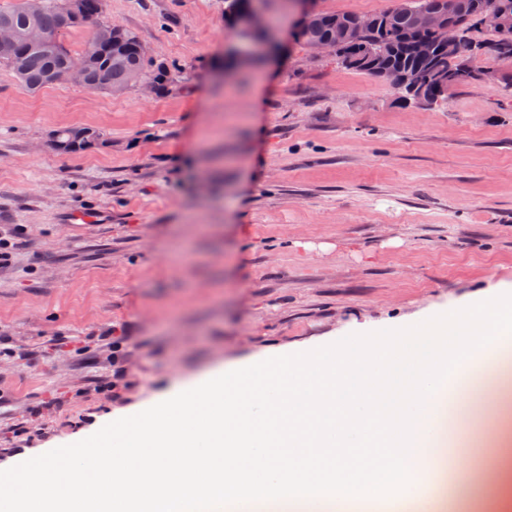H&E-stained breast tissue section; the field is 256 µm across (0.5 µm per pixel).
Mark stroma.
I'll return each instance as SVG.
<instances>
[{"label": "stroma", "mask_w": 512, "mask_h": 512, "mask_svg": "<svg viewBox=\"0 0 512 512\" xmlns=\"http://www.w3.org/2000/svg\"><path fill=\"white\" fill-rule=\"evenodd\" d=\"M261 2L282 49L230 78L229 0H107L178 70L162 93L30 92L0 66V470L216 366L512 283V61L482 54L492 79L403 104L297 40L290 0ZM71 127L102 138L57 152Z\"/></svg>", "instance_id": "obj_1"}]
</instances>
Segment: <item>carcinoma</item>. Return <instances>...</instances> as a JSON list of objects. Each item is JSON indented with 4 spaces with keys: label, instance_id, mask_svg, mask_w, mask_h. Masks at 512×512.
Wrapping results in <instances>:
<instances>
[{
    "label": "carcinoma",
    "instance_id": "carcinoma-1",
    "mask_svg": "<svg viewBox=\"0 0 512 512\" xmlns=\"http://www.w3.org/2000/svg\"><path fill=\"white\" fill-rule=\"evenodd\" d=\"M488 2L490 0H458L461 10L472 18L471 25L464 33L462 47L473 43L469 33L478 29V18ZM64 5L65 0H38L35 6L29 0H24L15 9L0 12V23L6 22L22 30L34 22L55 37L54 45L44 50H32L22 41L16 45V53L24 58L25 68L21 72L15 70L13 74L18 83L29 91L50 86L49 74L73 58L61 41L59 18ZM372 17L376 20L374 28L360 32L356 39L338 47L339 54L347 60L346 66L392 82L397 81L399 75L407 70L421 69L433 76L459 66L460 55L448 52L444 46H435L434 58L429 61L416 55L414 43L426 37V33L414 27L410 15L385 10L372 14ZM354 18L356 15L350 13L321 12L313 26L300 28L299 37L306 43L312 39L334 41L336 22ZM123 35V48L119 53L112 52L110 45L98 44L95 37L83 52V55L91 58V76H96L103 69L111 77L112 84L100 88V91L110 92L114 85H128L129 75L133 71L141 77H149L158 91H165L172 81L170 68L164 64H154L143 56L144 45L134 31L125 28ZM382 39L392 45V51L377 55L371 51V47ZM482 49L493 50L501 60H512V26L498 32V40L495 42L482 44Z\"/></svg>",
    "mask_w": 512,
    "mask_h": 512
}]
</instances>
